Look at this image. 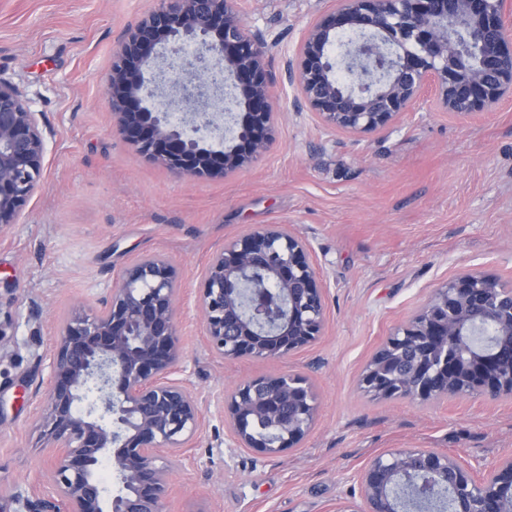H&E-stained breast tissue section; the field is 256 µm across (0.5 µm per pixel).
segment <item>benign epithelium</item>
Returning <instances> with one entry per match:
<instances>
[{
	"label": "benign epithelium",
	"instance_id": "benign-epithelium-1",
	"mask_svg": "<svg viewBox=\"0 0 512 512\" xmlns=\"http://www.w3.org/2000/svg\"><path fill=\"white\" fill-rule=\"evenodd\" d=\"M511 13L509 0H338L308 27L288 80L324 126L347 133L390 126L427 89L445 112H481L512 94ZM462 34L477 41L476 65ZM165 43L185 75L174 95L203 110L148 106L163 96L146 73ZM270 82L262 38L246 33L230 0H157L125 31L104 88L113 133L167 169L202 177L242 170L269 151ZM45 153L36 113L0 83V226L28 205ZM179 288L167 260L143 258L121 273L102 310L75 312L58 328L39 413L55 449L53 492L16 494L22 512H165L172 461L205 422L175 377ZM323 290L309 245L281 226L226 241L202 272L206 344L224 360L284 358L321 335ZM362 384L418 402L511 399L512 289L485 275L448 280L387 337ZM223 410L233 447L276 453L311 431L318 402L304 377L281 372L225 393ZM354 479L363 512H512V454L486 465L401 448L373 457Z\"/></svg>",
	"mask_w": 512,
	"mask_h": 512
}]
</instances>
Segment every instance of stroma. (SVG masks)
Wrapping results in <instances>:
<instances>
[{"mask_svg":"<svg viewBox=\"0 0 512 512\" xmlns=\"http://www.w3.org/2000/svg\"><path fill=\"white\" fill-rule=\"evenodd\" d=\"M155 5L0 0V80L37 113L47 141L39 189L0 227V512H19L16 491L50 487L38 359L58 324L95 312L126 266L154 255L179 272V376L206 412L189 462L170 477L167 512H335L361 505L354 472L389 450L486 463L512 453V399L420 404L375 398L360 383L385 337L448 279L472 272L512 289V97L457 116L427 94L384 130L326 129L285 71L334 0H232L266 42L274 141L241 172L189 178L113 134L100 80L123 32ZM269 224L310 244L325 329L279 361H226L204 344L199 272L224 241ZM284 371L318 395L312 432L273 455L229 451L217 396Z\"/></svg>","mask_w":512,"mask_h":512,"instance_id":"obj_1","label":"stroma"}]
</instances>
